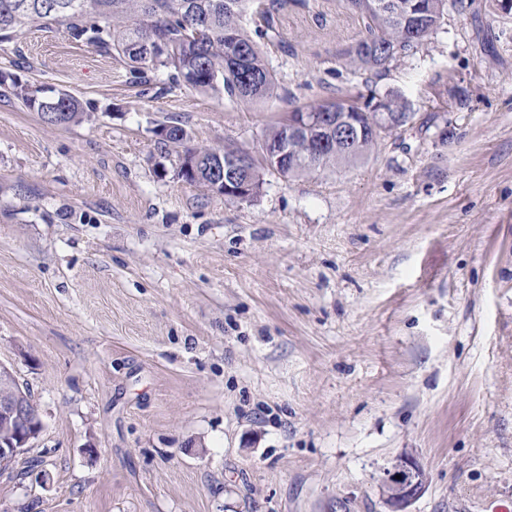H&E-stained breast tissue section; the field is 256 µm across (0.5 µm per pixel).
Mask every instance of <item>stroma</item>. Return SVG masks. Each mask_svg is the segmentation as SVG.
I'll use <instances>...</instances> for the list:
<instances>
[{"mask_svg": "<svg viewBox=\"0 0 512 512\" xmlns=\"http://www.w3.org/2000/svg\"><path fill=\"white\" fill-rule=\"evenodd\" d=\"M349 0H285L259 44L270 98L133 80L60 30L0 70L88 114L0 97V363L43 428L0 512H512V12L457 0L382 76L350 65ZM397 92L365 159L264 175L229 201L178 177L158 133L260 156L296 107ZM9 80V83H8ZM3 92L11 93L30 110L37 112L41 118L46 119L50 124L67 126L72 123H79L85 116L81 101L71 93L65 91H49L50 96H42L46 91L21 83L9 74L0 72V88ZM46 112H55L47 116ZM396 475H400L401 479H396ZM388 477L392 479L393 486V491L385 496L388 511L409 512L408 507L426 487L425 472L413 457L403 456L398 469L393 470Z\"/></svg>", "mask_w": 512, "mask_h": 512, "instance_id": "1", "label": "stroma"}]
</instances>
